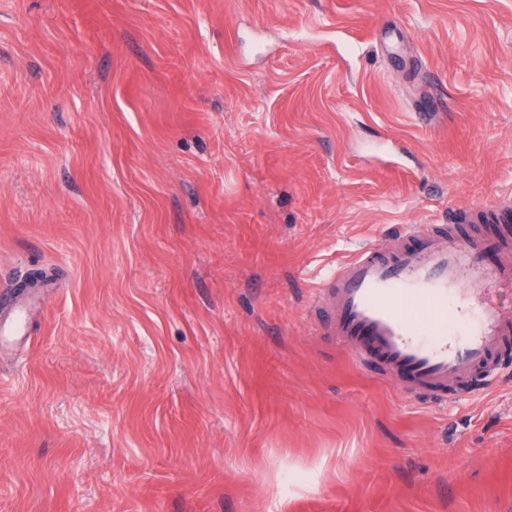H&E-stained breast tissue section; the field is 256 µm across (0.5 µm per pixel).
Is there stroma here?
<instances>
[{
    "instance_id": "stroma-1",
    "label": "stroma",
    "mask_w": 512,
    "mask_h": 512,
    "mask_svg": "<svg viewBox=\"0 0 512 512\" xmlns=\"http://www.w3.org/2000/svg\"><path fill=\"white\" fill-rule=\"evenodd\" d=\"M512 195V0H0V512H512V380L357 365L315 288Z\"/></svg>"
}]
</instances>
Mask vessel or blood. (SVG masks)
Segmentation results:
<instances>
[{"label":"vessel or blood","mask_w":512,"mask_h":512,"mask_svg":"<svg viewBox=\"0 0 512 512\" xmlns=\"http://www.w3.org/2000/svg\"><path fill=\"white\" fill-rule=\"evenodd\" d=\"M511 223L509 195L364 244L317 287L322 331L403 390L477 394L512 366V312L496 298L512 285V237L477 227Z\"/></svg>","instance_id":"b4317fda"}]
</instances>
